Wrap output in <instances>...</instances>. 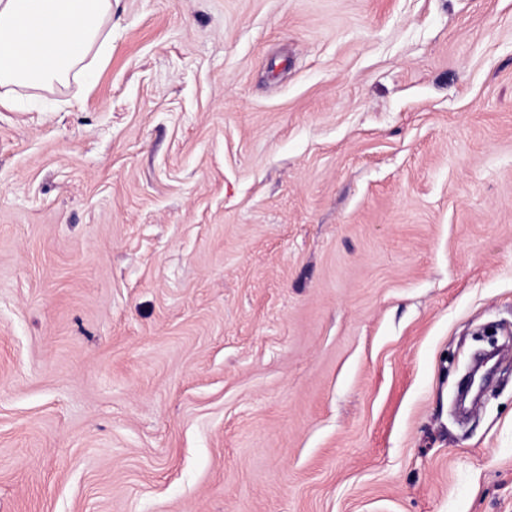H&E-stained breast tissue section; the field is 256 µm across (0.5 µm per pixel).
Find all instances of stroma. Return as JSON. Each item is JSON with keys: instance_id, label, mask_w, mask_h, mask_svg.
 <instances>
[{"instance_id": "obj_1", "label": "stroma", "mask_w": 512, "mask_h": 512, "mask_svg": "<svg viewBox=\"0 0 512 512\" xmlns=\"http://www.w3.org/2000/svg\"><path fill=\"white\" fill-rule=\"evenodd\" d=\"M0 106V512H512V0H114ZM485 371H483L481 368L475 369L470 371L464 378L463 383L461 384L460 388L464 393H467L466 396L463 399V404H466L467 399L472 394L473 391L474 394L471 397L470 403L477 405L481 401L482 397H484L485 392L487 390L486 387V379H485ZM466 383V385L463 387V385ZM463 387V388H462Z\"/></svg>"}]
</instances>
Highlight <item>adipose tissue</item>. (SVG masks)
Segmentation results:
<instances>
[{"instance_id": "adipose-tissue-1", "label": "adipose tissue", "mask_w": 512, "mask_h": 512, "mask_svg": "<svg viewBox=\"0 0 512 512\" xmlns=\"http://www.w3.org/2000/svg\"><path fill=\"white\" fill-rule=\"evenodd\" d=\"M111 21L112 0H0V87L66 83Z\"/></svg>"}]
</instances>
